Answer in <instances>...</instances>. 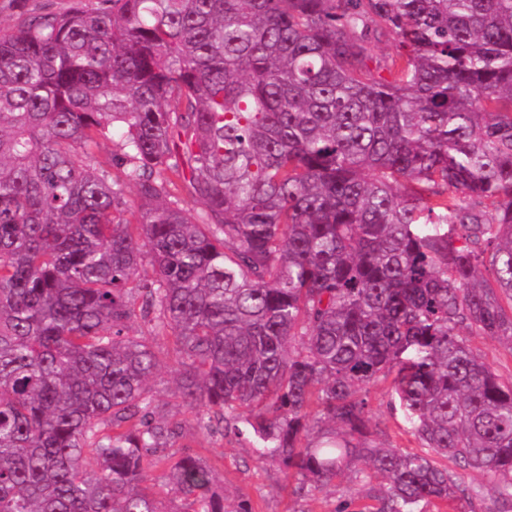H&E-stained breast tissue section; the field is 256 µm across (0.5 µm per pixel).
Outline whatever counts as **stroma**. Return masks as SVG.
<instances>
[{
  "label": "stroma",
  "instance_id": "35a3bbf8",
  "mask_svg": "<svg viewBox=\"0 0 512 512\" xmlns=\"http://www.w3.org/2000/svg\"><path fill=\"white\" fill-rule=\"evenodd\" d=\"M72 0H0V31L16 27L23 18L40 11L63 12ZM176 365L165 359L151 388L163 410L183 423L180 444L192 447L212 469L216 485L224 491V504L235 508L240 500L251 503L254 512H361L370 505L371 497L382 479L368 475L362 461H354L345 476L336 479L322 492L307 498L293 495L278 467L255 457L248 444L234 436L210 437L199 432L194 415L180 399L174 397ZM368 398L373 421L382 432L376 444L386 448L418 450V442L407 433L401 411L390 408L389 386L379 383L369 386Z\"/></svg>",
  "mask_w": 512,
  "mask_h": 512
}]
</instances>
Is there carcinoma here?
<instances>
[{"label":"carcinoma","instance_id":"obj_1","mask_svg":"<svg viewBox=\"0 0 512 512\" xmlns=\"http://www.w3.org/2000/svg\"><path fill=\"white\" fill-rule=\"evenodd\" d=\"M115 135L117 171L77 159ZM467 334L512 350V0H76L0 33V512H226L170 451L160 340L199 431L297 497L361 458L376 512H451L479 490L443 458L512 508V383ZM388 379L421 453L371 445Z\"/></svg>","mask_w":512,"mask_h":512}]
</instances>
